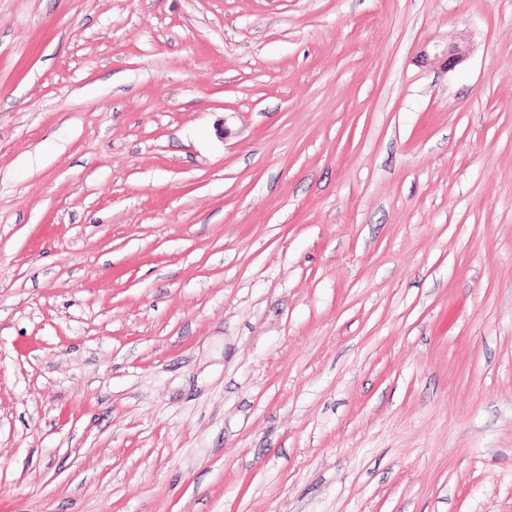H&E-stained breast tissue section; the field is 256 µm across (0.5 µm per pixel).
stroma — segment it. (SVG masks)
<instances>
[{
    "label": "stroma",
    "instance_id": "obj_1",
    "mask_svg": "<svg viewBox=\"0 0 512 512\" xmlns=\"http://www.w3.org/2000/svg\"><path fill=\"white\" fill-rule=\"evenodd\" d=\"M0 512H512V0H0Z\"/></svg>",
    "mask_w": 512,
    "mask_h": 512
}]
</instances>
